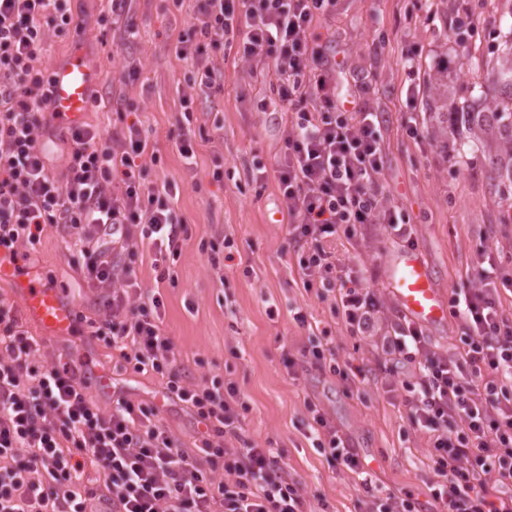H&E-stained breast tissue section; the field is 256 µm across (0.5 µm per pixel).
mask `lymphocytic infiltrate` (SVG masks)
Here are the masks:
<instances>
[{
    "instance_id": "f902f5d3",
    "label": "lymphocytic infiltrate",
    "mask_w": 512,
    "mask_h": 512,
    "mask_svg": "<svg viewBox=\"0 0 512 512\" xmlns=\"http://www.w3.org/2000/svg\"><path fill=\"white\" fill-rule=\"evenodd\" d=\"M334 3L203 0L193 39L175 46L192 67L183 112L191 114L195 92L215 81L210 49L237 45L241 58L272 77L288 114L276 176L303 288L335 292L350 334L378 336L390 361L384 386L402 387L413 424L428 435L434 499L447 512H512V321L499 309L512 276L499 272L493 255L478 254L479 286L454 289L450 298L463 323L461 348L443 353L409 321L377 334L380 301L362 270L337 256L338 241L368 224L410 243L415 236L383 202L376 112L365 100L346 109L336 97L335 64L310 46L316 15ZM82 26L70 0H0V246L35 245L48 225L62 230L103 305L94 337L135 371L161 377L163 398L205 426L206 457L180 448L157 424V407L121 400L112 412L100 410L73 361L36 364L37 341L17 307L0 302V512H303L298 485L270 449L231 447L237 388L184 383L175 343L161 327L162 301L140 286L130 261L138 242L174 255L187 230L172 207L178 184L147 179L142 157L149 164L160 157L148 153L141 122L110 136L72 128L63 180L48 173L39 139L52 128L51 76L38 61L50 29ZM401 363L414 371L399 383ZM307 407L314 447L371 485L346 435L318 403ZM218 469L230 482L212 479ZM91 471L101 490L86 487Z\"/></svg>"
}]
</instances>
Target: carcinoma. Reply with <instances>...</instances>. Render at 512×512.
I'll return each instance as SVG.
<instances>
[{
    "instance_id": "1",
    "label": "carcinoma",
    "mask_w": 512,
    "mask_h": 512,
    "mask_svg": "<svg viewBox=\"0 0 512 512\" xmlns=\"http://www.w3.org/2000/svg\"><path fill=\"white\" fill-rule=\"evenodd\" d=\"M493 78L481 86L478 107H448V67L430 76L435 101L431 133L442 138L464 129L467 137L480 143L491 162V174L512 184V42L497 49Z\"/></svg>"
}]
</instances>
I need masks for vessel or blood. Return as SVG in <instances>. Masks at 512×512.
I'll return each instance as SVG.
<instances>
[{
    "mask_svg": "<svg viewBox=\"0 0 512 512\" xmlns=\"http://www.w3.org/2000/svg\"><path fill=\"white\" fill-rule=\"evenodd\" d=\"M100 75L87 48L78 45L52 72L50 110L59 127L72 128L82 123L91 105ZM391 293L399 307L413 322L434 325L448 317V305L438 288L431 265L423 251L408 247L393 256L388 267ZM0 282L17 295L26 320L49 336L75 339L79 336L73 303L55 288L45 284L39 270L28 266L12 251L0 248ZM90 387L102 394L112 392V374L93 366L82 375Z\"/></svg>",
    "mask_w": 512,
    "mask_h": 512,
    "instance_id": "1",
    "label": "vessel or blood"
}]
</instances>
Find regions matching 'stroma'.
<instances>
[{"label":"stroma","mask_w":512,"mask_h":512,"mask_svg":"<svg viewBox=\"0 0 512 512\" xmlns=\"http://www.w3.org/2000/svg\"><path fill=\"white\" fill-rule=\"evenodd\" d=\"M199 6L200 0H184L182 9L174 10L168 0H132L126 23L116 24L112 0H73L84 28L49 34L41 60L54 68L74 44L85 45L101 72L96 89L101 101L87 112L85 124L114 132L140 117L151 148L161 156L149 169L150 180L179 185L172 205L188 232L177 255L159 263L154 250L143 245L135 267L142 288L163 301V328L176 345L186 380L214 378L236 386L247 404L238 422L241 438L271 449L298 483L305 512H368L371 500L355 473L314 448L310 398L347 435L383 492L412 497L420 512H444L428 489L434 477L428 436L412 425L403 390L386 393L376 378L374 339L351 336L331 300L301 286L274 172L284 144L274 115L261 108L277 99L269 79L253 76L251 63L227 52L220 78L194 100L192 124L207 136L196 145L194 164H186L175 147L182 118L179 91L190 71L175 45L189 36ZM313 27L323 37L324 58L339 63L337 98L368 100L380 115L384 202L414 226L443 294L476 286L472 262L478 249L499 255L512 268V185L491 179L481 146L461 148L455 135L420 142L404 128L411 116L430 126L429 76L436 67L447 66L461 94L483 82L498 46L512 38V0H336ZM406 49L415 55L410 70L402 59ZM129 60L139 67L137 77L123 75ZM256 161L267 169L259 181L252 178ZM217 169L223 180L214 179ZM405 246L384 225L373 224L338 247L340 256L365 266L386 324L403 315L386 269ZM29 263L85 321L102 318L96 292L87 288L56 227H46ZM165 267L166 279L160 276ZM297 307L311 329L294 321ZM313 333L327 338L339 363L361 368L364 381L352 387L303 362ZM37 341V363L51 364L64 353L111 370V396L92 395L101 410L111 411L122 398L159 405L168 433L200 456L201 424L179 401L163 400L155 375L135 372L99 341L87 349L42 335ZM287 357L296 360V375H289Z\"/></svg>","instance_id":"35a3bbf8"}]
</instances>
